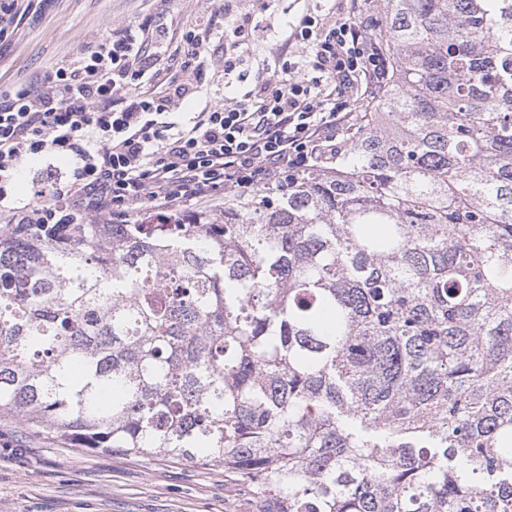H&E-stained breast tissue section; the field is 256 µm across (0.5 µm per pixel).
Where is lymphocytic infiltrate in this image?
<instances>
[{
    "instance_id": "obj_1",
    "label": "lymphocytic infiltrate",
    "mask_w": 512,
    "mask_h": 512,
    "mask_svg": "<svg viewBox=\"0 0 512 512\" xmlns=\"http://www.w3.org/2000/svg\"><path fill=\"white\" fill-rule=\"evenodd\" d=\"M264 0L240 10L225 0L231 35L224 70L266 29ZM209 23L189 33L182 63L193 80L168 82L144 93L132 83L150 63L145 42L118 34L89 59L58 70L49 90L0 93V202L24 161L39 156L70 161L65 179H53L51 200L16 208L22 224H78L93 212L128 223L150 207L177 213L187 202L245 194L282 182L288 172L329 163L360 118L362 93L387 81L389 65L365 24L316 25L303 16L292 37L309 60L259 77L232 102L205 106L175 124L169 111L198 98L201 48Z\"/></svg>"
}]
</instances>
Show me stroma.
Returning a JSON list of instances; mask_svg holds the SVG:
<instances>
[{
  "instance_id": "stroma-1",
  "label": "stroma",
  "mask_w": 512,
  "mask_h": 512,
  "mask_svg": "<svg viewBox=\"0 0 512 512\" xmlns=\"http://www.w3.org/2000/svg\"><path fill=\"white\" fill-rule=\"evenodd\" d=\"M324 23L349 17L346 0H268L271 22L259 42L243 54L236 72L224 71V41H205L200 76L202 99L181 103L180 111H200L242 94L249 80L300 62L292 46L286 59L278 50L289 26L302 15ZM224 23V0H32L25 14L0 34V92L44 90L58 69L78 60L117 33H151L168 39L139 79L141 91L157 92L169 78L180 77L184 38L202 19ZM40 159L27 164L10 203L21 207L39 200L53 171ZM0 512H247L244 492L225 480L220 469L156 457L128 456L105 450L89 452L28 429L18 419L0 417Z\"/></svg>"
}]
</instances>
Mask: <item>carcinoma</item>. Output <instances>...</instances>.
Listing matches in <instances>:
<instances>
[{"label":"carcinoma","instance_id":"1","mask_svg":"<svg viewBox=\"0 0 512 512\" xmlns=\"http://www.w3.org/2000/svg\"><path fill=\"white\" fill-rule=\"evenodd\" d=\"M385 87L224 214L0 226V416L257 512H512V0H381Z\"/></svg>","mask_w":512,"mask_h":512}]
</instances>
